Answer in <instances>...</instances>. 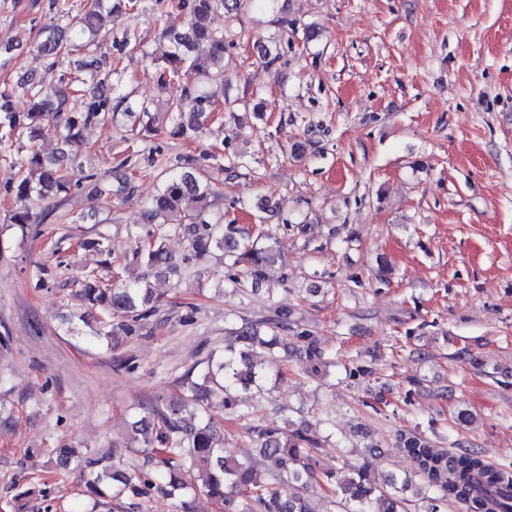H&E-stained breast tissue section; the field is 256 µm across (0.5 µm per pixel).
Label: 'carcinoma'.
<instances>
[{
	"label": "carcinoma",
	"instance_id": "1",
	"mask_svg": "<svg viewBox=\"0 0 512 512\" xmlns=\"http://www.w3.org/2000/svg\"><path fill=\"white\" fill-rule=\"evenodd\" d=\"M256 0H187L188 21L183 31H162L170 50L163 57L160 88L187 76L192 81L182 95L168 102L173 114L170 134L184 140L198 135L204 122L224 96V31L211 26L213 15L239 13ZM136 0H90L78 21L49 24L41 28L38 50L52 59L55 66L75 47L94 48L100 57L77 67L79 74H63L57 83L47 84L33 76L22 79L28 98L26 112L14 110L11 95L0 94V124L28 143V153L21 166L12 195L14 208L10 224L24 226L41 221L35 211L37 202H50L73 187L89 193L109 196L110 190L93 174L77 175L73 162L83 146V130L93 122L107 123L118 115L134 118V124L150 133L153 100L137 101L128 96L111 98L104 86L114 73L105 69L109 59L103 14L127 10L134 12ZM87 93L84 110L73 112L70 101ZM56 135L61 148L56 156L43 157L37 141ZM196 160L186 158L166 172L158 193L150 200L146 219L159 226L156 237L148 242L146 271L132 282L101 288L89 282L80 297L98 313L128 320L112 324V335L134 332L133 322L145 317L153 303L149 275L152 271L174 272L178 261L167 250L164 237L181 226L189 229L188 252L203 255L213 249L224 252L227 279L236 291L246 286L259 287L269 281V272L288 263L276 243H259L250 233L233 224H224V214L212 209L214 196L209 184L200 180ZM288 328V310L274 308V315L260 321L241 320L224 340V353L209 356L198 375L189 372L181 382L182 394L170 407L153 405L138 421L142 445L167 470L157 478L129 473L108 463L109 455L86 456L75 448L62 445L53 449L56 459L73 462L85 473L90 495L102 497L112 492V499L137 501L155 494L185 502L197 488L224 507L225 512H312L306 493L336 478L331 469L321 472L309 463V452L318 441L308 427L291 431L257 422L247 429V447L255 449L242 459L224 455V443L213 424L206 420L210 400L224 399V409L249 419L255 412L243 409L240 394L258 391L279 376L275 370V351L281 346L280 332ZM299 350L310 372L317 374L326 365L324 350L317 337L298 334ZM398 446L413 462L415 473L423 480L422 512H443L448 499L461 500L470 512H512V473L487 463L478 451L450 453L436 448L424 438L408 432L398 437ZM414 480L409 475L386 473L376 476L369 462L347 469L337 489L328 495L327 512H405L407 494Z\"/></svg>",
	"mask_w": 512,
	"mask_h": 512
}]
</instances>
